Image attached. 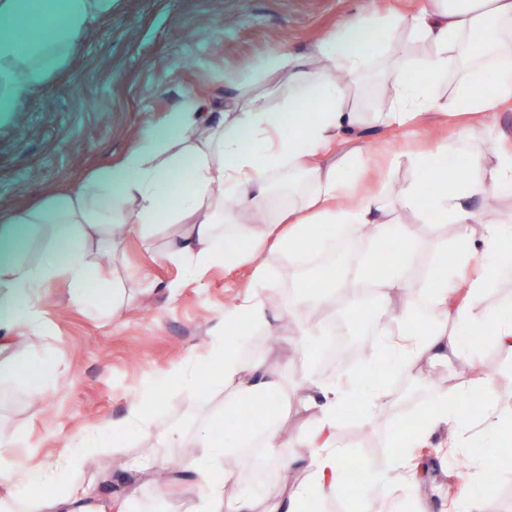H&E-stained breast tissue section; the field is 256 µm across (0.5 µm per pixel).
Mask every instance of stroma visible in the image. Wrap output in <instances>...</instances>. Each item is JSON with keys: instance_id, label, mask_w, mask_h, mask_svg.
Wrapping results in <instances>:
<instances>
[{"instance_id": "stroma-1", "label": "stroma", "mask_w": 512, "mask_h": 512, "mask_svg": "<svg viewBox=\"0 0 512 512\" xmlns=\"http://www.w3.org/2000/svg\"><path fill=\"white\" fill-rule=\"evenodd\" d=\"M428 0H114L111 15L98 18L71 60L22 108L21 115H0V197L11 210L30 207L54 191L79 186L91 173L118 165L140 134L192 99L200 104L204 125L215 132L224 119V100L237 94H264L276 104L288 93V79L270 75L250 83L274 53L309 57L313 47L346 20L359 15L381 18L410 14ZM456 122L427 112L409 127L385 129L375 124L360 131L359 144L371 151L379 144L416 148ZM393 223L408 227L424 256L455 248V227L420 223L410 211L397 209ZM172 237L161 229L151 241L123 237L115 253L102 257L103 268L128 300L119 308L73 304L65 279L41 288L34 303L40 326H16L21 341L16 354L33 358L51 354L60 373L46 392L35 391L21 376L0 378V433L22 430L10 448L20 472L70 453L92 426L122 417L126 405L155 384L147 412L148 425L132 428L120 450L89 455L70 481L85 486L89 499L97 488L90 477L123 473L147 458L156 467H175L167 484H145L136 498L112 496L110 512H195L199 491L186 477L200 422H217L224 437V456L233 463L234 478L224 486L225 499L253 489L256 455L223 425L224 391L214 384L223 361L214 359L216 338L235 346L244 366L256 363L281 377L287 393L278 426L280 436H305L316 424L294 393L306 386L332 385L351 373L383 381L393 398L378 418L363 421L358 405H348L336 429L358 470L347 494L318 496V512H467L469 504L449 505L447 485L461 486L474 461L511 456L512 446L489 447L481 399L464 407L470 425V446L447 455L444 434L431 438L428 452L418 456L415 481L395 491L373 480L391 454L395 437L406 436V420L422 422L427 413L423 386L452 390L463 378L498 383L500 405L512 406V388L501 378L512 370V354L488 345L477 365L461 357L445 366L418 363L413 373L391 372L362 357L339 371L325 370L316 354L323 334L313 328L301 334L298 308L284 297L296 276L297 258L267 241L253 259L211 264L187 278L182 265L164 258ZM274 279L260 295L274 320L271 325L224 327V312L247 293L259 268Z\"/></svg>"}]
</instances>
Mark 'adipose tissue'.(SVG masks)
Returning <instances> with one entry per match:
<instances>
[{"label": "adipose tissue", "instance_id": "obj_1", "mask_svg": "<svg viewBox=\"0 0 512 512\" xmlns=\"http://www.w3.org/2000/svg\"><path fill=\"white\" fill-rule=\"evenodd\" d=\"M111 9L112 0H0V114L19 111L68 62L91 22ZM477 31L482 40L476 48L471 37ZM400 33L422 44L424 53L416 57L397 45ZM314 54L318 66L311 70L286 53L265 62V73L285 70L291 77V92L280 106L258 97L243 106L229 98L223 130L206 139L196 135L199 107L180 109L167 117L162 131L143 135L118 167L102 168L75 189L0 217V327L33 325L40 288L59 277L67 280L75 304L94 306L108 298L121 306L124 293L105 287L100 265L104 251L117 247V224L143 239L161 227L174 228L168 254L192 276L219 260L233 264L256 256L274 234L283 252L296 254L319 242L321 229L346 225L368 231L369 252H376L377 241L389 240L398 253L395 262L382 264L376 279L355 273L335 282L354 300L376 288L389 311L381 330L389 342L388 365L408 372L422 358L445 364L470 355L469 338L479 329L512 353V308L483 303L498 269L475 260L477 253L512 247V225L483 219L476 208L512 194V141L494 139L486 155L465 149L481 115L512 108V0H436L434 7L410 15H361L322 40ZM370 81L392 84L386 108L364 107L362 92ZM487 83L494 93H485ZM308 105L317 109L311 121L302 114ZM429 110L458 118L456 135L407 153L417 175L397 196L383 186L360 193L376 160L353 147L354 133L371 120L386 128L405 126ZM283 170L287 233L277 234L274 220L239 227V211L267 209L272 177ZM398 207L415 211L424 224L438 219L455 225L452 256L420 267L419 245L406 226L388 219ZM418 302L438 321L417 331L408 319ZM214 353L224 359L226 412L254 398L281 397L280 381L262 366L243 368L220 344ZM472 391L467 382L450 392L431 390L430 412L410 447H428L437 431L447 433L449 448L463 447L466 425L458 410ZM300 399L316 410L318 421V437L306 443L313 461L309 482L273 493L263 505L248 493L225 500L223 483L213 478L214 468L224 464L223 444L203 426L191 462L196 486L206 490L203 512H304L312 486L335 489L347 463L334 446L320 443V434L336 429L348 403L360 404L371 418L390 402L381 384L367 386L352 377L308 387ZM99 449L89 440L28 474L42 494L1 498L0 512H106L105 504L89 506L67 480Z\"/></svg>", "mask_w": 512, "mask_h": 512}]
</instances>
